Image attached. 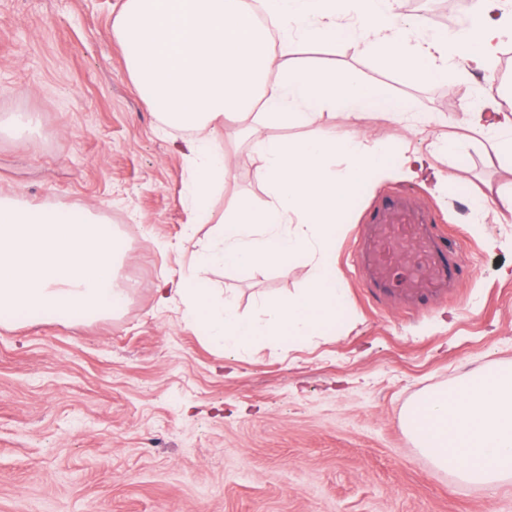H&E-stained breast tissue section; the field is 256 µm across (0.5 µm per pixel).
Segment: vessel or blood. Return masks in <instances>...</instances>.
I'll use <instances>...</instances> for the list:
<instances>
[{
  "mask_svg": "<svg viewBox=\"0 0 512 512\" xmlns=\"http://www.w3.org/2000/svg\"><path fill=\"white\" fill-rule=\"evenodd\" d=\"M436 221L432 211L402 191L386 192L366 209L359 247L373 293L400 294L424 305L458 281L463 258L429 233Z\"/></svg>",
  "mask_w": 512,
  "mask_h": 512,
  "instance_id": "obj_1",
  "label": "vessel or blood"
}]
</instances>
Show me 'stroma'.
I'll return each instance as SVG.
<instances>
[{"mask_svg": "<svg viewBox=\"0 0 512 512\" xmlns=\"http://www.w3.org/2000/svg\"><path fill=\"white\" fill-rule=\"evenodd\" d=\"M122 0H0V195L88 208L128 236V300L95 320L17 317L0 326V512H512L494 492L438 469L402 425L421 394L466 372L512 365V223L474 201L512 193L481 139L460 141L410 181L357 192L332 262L343 308L326 331L225 357L160 291L185 274L208 225L184 203L194 135L166 127L132 84L111 24ZM294 57L386 85L451 133L480 80L422 82L380 70L349 44L300 42ZM38 122L22 135L13 114ZM302 140L357 132L343 112L317 125H268ZM229 177L214 217L240 197L267 202L240 123L218 134ZM413 193L465 259L459 290L406 311L372 297L353 253L379 193ZM216 300L256 312L307 284L295 264L218 266Z\"/></svg>", "mask_w": 512, "mask_h": 512, "instance_id": "stroma-1", "label": "stroma"}]
</instances>
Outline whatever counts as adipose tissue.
Returning a JSON list of instances; mask_svg holds the SVG:
<instances>
[{"mask_svg": "<svg viewBox=\"0 0 512 512\" xmlns=\"http://www.w3.org/2000/svg\"><path fill=\"white\" fill-rule=\"evenodd\" d=\"M469 18L465 28L440 30L406 16L401 0H123L112 36L151 111L167 126L194 132L187 200L195 222L212 227L173 293L187 320L205 325L225 356L331 325L342 306L331 260L336 226L355 191L376 174L415 178L452 148L441 138L423 149L394 146L363 128L369 117L402 122L408 108L383 84L299 65L296 41L352 43L378 66L425 82L447 80L452 69L463 78L482 73L481 105L468 110L462 127L484 140L488 163L500 166L512 162V99L490 71L512 41V0H472ZM328 108L346 112L359 135L292 142L264 133L269 124H316ZM230 117L250 133L255 174L270 201L260 207L240 200L217 221L211 201L226 169L216 137ZM333 159L339 166L332 171ZM298 261L315 267L302 293L265 299L253 316L240 313L233 299L216 302L208 287L207 273L217 265ZM404 428L437 468L497 488L512 478V367L471 371L424 394L407 409Z\"/></svg>", "mask_w": 512, "mask_h": 512, "instance_id": "adipose-tissue-1", "label": "adipose tissue"}]
</instances>
